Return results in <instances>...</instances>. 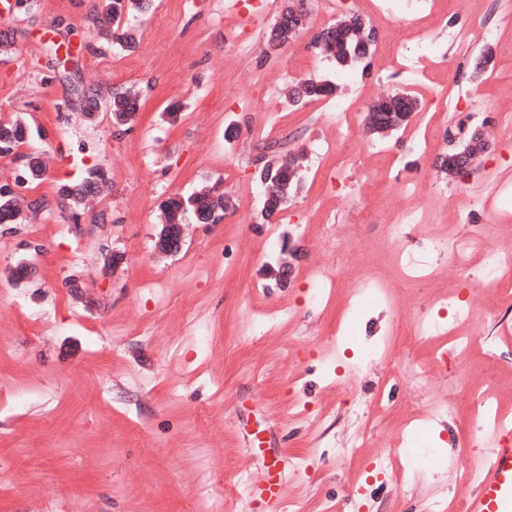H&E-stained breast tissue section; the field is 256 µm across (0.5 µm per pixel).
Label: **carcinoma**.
Listing matches in <instances>:
<instances>
[{
  "label": "carcinoma",
  "mask_w": 512,
  "mask_h": 512,
  "mask_svg": "<svg viewBox=\"0 0 512 512\" xmlns=\"http://www.w3.org/2000/svg\"><path fill=\"white\" fill-rule=\"evenodd\" d=\"M153 7V0H102V12L92 17V38L117 45L123 50H133L139 43V31L132 20L144 15ZM373 32L365 20L358 16H348L336 22V28L316 34L311 45L329 57L336 73L366 74L374 53L376 42L370 40ZM306 94L295 100H288L292 107H300L314 99L331 96L339 86L331 79L320 76L305 82ZM115 123L126 125L135 118L137 102L128 94L117 93L107 106ZM419 111L417 99L406 95L392 97L380 110L373 113V133L385 135L407 127L411 117ZM27 143V130L19 122L0 123V156L24 157L20 149ZM484 147L482 135L472 134L463 145L444 154L442 170L458 173L470 163L476 152ZM288 158L267 160L258 168L257 179L268 178L279 186L278 196L286 203L279 209L288 207L297 195L300 175L292 168ZM224 194L213 186H203L191 195H175L163 203L164 220L167 224H217L224 219ZM18 202L11 189L0 186V224H13L19 215Z\"/></svg>",
  "instance_id": "1"
}]
</instances>
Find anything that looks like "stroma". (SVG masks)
<instances>
[{
  "label": "stroma",
  "instance_id": "stroma-1",
  "mask_svg": "<svg viewBox=\"0 0 512 512\" xmlns=\"http://www.w3.org/2000/svg\"><path fill=\"white\" fill-rule=\"evenodd\" d=\"M288 0H156L141 19L131 51L89 36L91 0H37L32 11L0 15V121L29 130L26 152L45 175L19 186L24 162L0 157V185L16 187L17 223L0 224V512H220L234 472L254 473L238 407L251 426L268 425L277 452L292 457L286 500L301 512H420L454 502V482L435 471L399 493L389 475L370 479L377 448L343 453L357 422L343 416L336 374L322 351L336 341L348 292L312 306L307 274L323 268L346 281L330 260L327 239L335 214L353 212L349 234L382 239L376 204L394 197L405 177H428L439 190L485 193L495 180L512 182V142L493 127L507 107L512 77V27L499 32L492 74L474 81L458 122L435 120L444 149L473 130L485 147L468 172L446 174L434 157L397 149L399 177L363 175L349 161L375 144L366 116L371 102L411 90L422 111L430 92L458 79L455 68L391 75L373 56L368 75L339 93L358 98L353 136L328 158L344 172L343 194L313 175L327 119L311 106L288 107L283 90L301 76L333 75L328 60L286 68L285 52L267 53L265 35ZM259 12V36L245 50L233 37L247 9ZM263 81L276 112H246L254 80ZM138 99L133 123L118 125L107 109L113 93ZM173 103L176 119L164 114ZM270 118L280 154L304 149L301 188L290 208L305 230L279 222L288 263L269 271L257 253L270 227L256 221L246 199L255 185L257 155L238 138L248 121ZM103 172L102 193L71 213L60 185ZM222 182L232 207L217 224H184L179 252L162 249L161 204ZM264 293L267 336L249 335L246 302ZM295 317H288V308ZM205 337H198V328ZM361 493L345 500L349 487Z\"/></svg>",
  "mask_w": 512,
  "mask_h": 512
}]
</instances>
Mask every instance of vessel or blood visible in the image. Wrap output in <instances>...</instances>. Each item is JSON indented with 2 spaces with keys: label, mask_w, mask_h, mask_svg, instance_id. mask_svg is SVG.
Here are the masks:
<instances>
[{
  "label": "vessel or blood",
  "mask_w": 512,
  "mask_h": 512,
  "mask_svg": "<svg viewBox=\"0 0 512 512\" xmlns=\"http://www.w3.org/2000/svg\"><path fill=\"white\" fill-rule=\"evenodd\" d=\"M261 460L264 470L249 485L254 512H284L282 459L265 454ZM460 512H512V436L497 441L478 490L462 500Z\"/></svg>",
  "instance_id": "1"
}]
</instances>
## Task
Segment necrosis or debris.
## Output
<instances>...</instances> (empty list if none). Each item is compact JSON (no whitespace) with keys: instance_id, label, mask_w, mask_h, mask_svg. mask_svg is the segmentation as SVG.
Returning a JSON list of instances; mask_svg holds the SVG:
<instances>
[{"instance_id":"necrosis-or-debris-1","label":"necrosis or debris","mask_w":512,"mask_h":512,"mask_svg":"<svg viewBox=\"0 0 512 512\" xmlns=\"http://www.w3.org/2000/svg\"><path fill=\"white\" fill-rule=\"evenodd\" d=\"M512 24V13L487 8L474 15L468 27L455 31L451 40L458 50L467 49L476 35H493L503 26ZM382 54L391 69H399L404 61H412L426 70L446 68L448 55L442 52L434 38L416 33L407 41L384 40ZM512 206V186L495 185L487 195L470 194L459 197L451 193L429 194L414 208L399 210L391 201L380 203L378 210L387 228L385 255L393 268V280L379 278L373 267H366L351 285L348 316L337 335L351 336L355 330L358 309L383 308L395 311L397 302L409 303L418 284L438 276L437 258L447 257L448 271L466 285V292H455L430 306H416L411 329L415 336L430 340L440 327L448 329V381L455 387L454 396L430 399L426 408L417 410L416 425L400 434L391 452L406 451L410 456L408 473H396L397 486L423 477L433 468L451 466L455 489L466 496L480 476L483 459L470 454L449 464L442 455L427 447L428 430L434 418L448 414H467L470 446L489 449L504 432L512 433V417L502 411L496 401V381L493 376L476 374L469 364L472 349H480L485 362L512 364V349L506 347L503 333L512 328V228L501 224L481 223V216ZM444 209L447 222L435 219V209ZM480 252L479 266H472L470 255ZM452 324H445V317ZM391 338L383 336L374 344H357V362L350 365L339 382L340 392L351 404L350 410L360 429L355 432L351 450L368 445V430L379 425L378 415L391 411L383 402L361 400L356 394L354 378L375 368H394L413 391H430L432 379L428 366L407 359L399 366L391 364Z\"/></svg>"}]
</instances>
